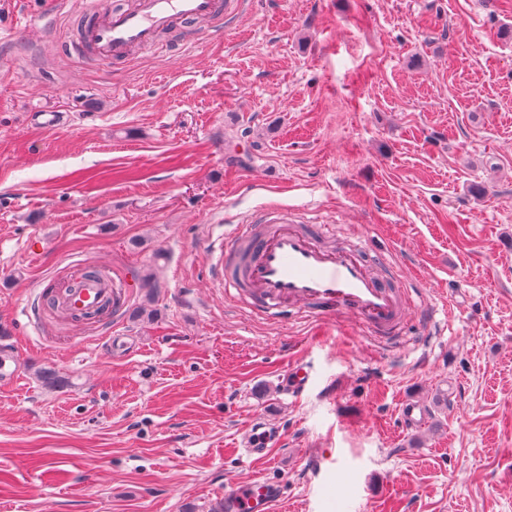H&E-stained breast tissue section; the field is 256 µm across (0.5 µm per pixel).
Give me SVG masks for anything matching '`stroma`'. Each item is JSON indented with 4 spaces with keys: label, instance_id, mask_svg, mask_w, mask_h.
Returning <instances> with one entry per match:
<instances>
[{
    "label": "stroma",
    "instance_id": "obj_1",
    "mask_svg": "<svg viewBox=\"0 0 512 512\" xmlns=\"http://www.w3.org/2000/svg\"><path fill=\"white\" fill-rule=\"evenodd\" d=\"M78 9L0 0V512H210L257 477L283 489L270 512H512V0H253L121 64L69 50ZM57 108L69 127L26 121ZM256 213L365 242L452 322L388 347L349 318H257L209 275ZM74 265L141 281L112 329L129 356L27 318ZM255 415L281 440L248 460Z\"/></svg>",
    "mask_w": 512,
    "mask_h": 512
}]
</instances>
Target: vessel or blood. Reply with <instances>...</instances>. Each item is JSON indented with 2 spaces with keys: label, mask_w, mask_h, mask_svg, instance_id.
Instances as JSON below:
<instances>
[{
  "label": "vessel or blood",
  "mask_w": 512,
  "mask_h": 512,
  "mask_svg": "<svg viewBox=\"0 0 512 512\" xmlns=\"http://www.w3.org/2000/svg\"><path fill=\"white\" fill-rule=\"evenodd\" d=\"M246 8L245 0H133L128 7L90 0L82 10L78 47L119 63L130 49L155 48L159 34L176 21L236 19ZM324 230L320 224L304 234L284 221L273 234L261 237L252 225H236L224 238L220 264L225 297L248 301L252 311L266 318L277 317L287 303L312 318L348 317L377 335H397L417 310L413 299L398 293L392 269L374 264L364 244L335 250L320 246L316 238ZM136 286L132 278L118 284L102 268L76 267L65 281L48 283L43 293L56 305L105 324L123 314L129 291ZM278 441L256 421L237 451L260 459ZM280 496V485L267 480L236 485L224 491V512H269Z\"/></svg>",
  "instance_id": "obj_1"
}]
</instances>
